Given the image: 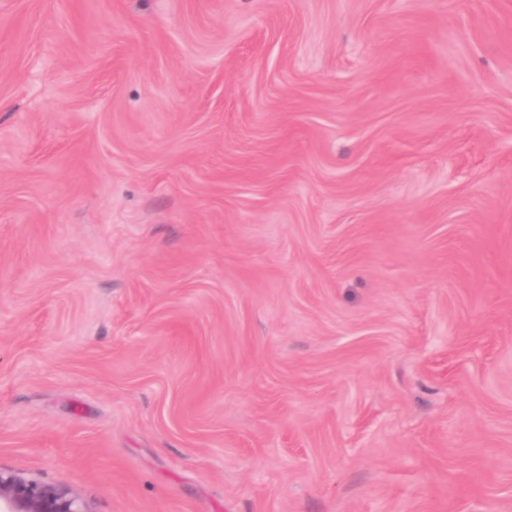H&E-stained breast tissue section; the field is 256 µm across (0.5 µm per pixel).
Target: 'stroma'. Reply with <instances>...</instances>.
<instances>
[{"label":"stroma","mask_w":512,"mask_h":512,"mask_svg":"<svg viewBox=\"0 0 512 512\" xmlns=\"http://www.w3.org/2000/svg\"><path fill=\"white\" fill-rule=\"evenodd\" d=\"M0 468L512 512V0H0Z\"/></svg>","instance_id":"35a3bbf8"}]
</instances>
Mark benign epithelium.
Here are the masks:
<instances>
[{"instance_id": "benign-epithelium-1", "label": "benign epithelium", "mask_w": 512, "mask_h": 512, "mask_svg": "<svg viewBox=\"0 0 512 512\" xmlns=\"http://www.w3.org/2000/svg\"><path fill=\"white\" fill-rule=\"evenodd\" d=\"M0 512H93L69 487L0 468Z\"/></svg>"}]
</instances>
